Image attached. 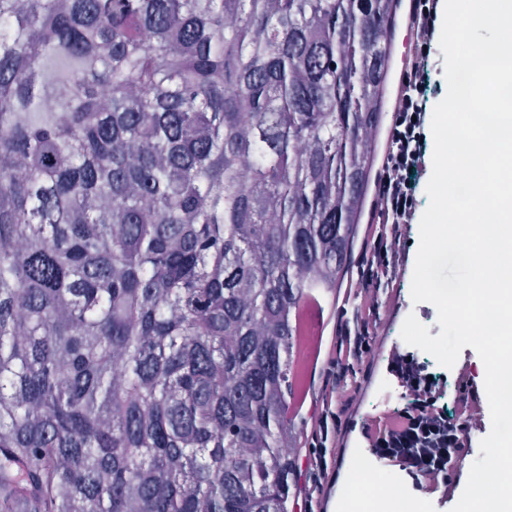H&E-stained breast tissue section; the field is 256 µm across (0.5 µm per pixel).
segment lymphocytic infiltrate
<instances>
[{
	"instance_id": "1",
	"label": "lymphocytic infiltrate",
	"mask_w": 512,
	"mask_h": 512,
	"mask_svg": "<svg viewBox=\"0 0 512 512\" xmlns=\"http://www.w3.org/2000/svg\"><path fill=\"white\" fill-rule=\"evenodd\" d=\"M439 0H410L414 43L402 72L405 96L394 114L389 146L374 181L369 223H413L417 198L415 173L424 162L426 141L424 86L436 32Z\"/></svg>"
}]
</instances>
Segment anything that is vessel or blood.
<instances>
[{
  "instance_id": "obj_1",
  "label": "vessel or blood",
  "mask_w": 512,
  "mask_h": 512,
  "mask_svg": "<svg viewBox=\"0 0 512 512\" xmlns=\"http://www.w3.org/2000/svg\"><path fill=\"white\" fill-rule=\"evenodd\" d=\"M397 19L391 29L392 41L388 59L389 97L400 91L399 74L411 52L414 34L405 23L408 7L405 0H395ZM334 296L305 294L295 311V358L291 370L292 395L290 415H299L307 400L313 371L317 367L326 322L334 306Z\"/></svg>"
}]
</instances>
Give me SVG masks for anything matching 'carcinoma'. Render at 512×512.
I'll return each mask as SVG.
<instances>
[{"label": "carcinoma", "mask_w": 512, "mask_h": 512, "mask_svg": "<svg viewBox=\"0 0 512 512\" xmlns=\"http://www.w3.org/2000/svg\"><path fill=\"white\" fill-rule=\"evenodd\" d=\"M393 11L0 0V512H294Z\"/></svg>", "instance_id": "obj_1"}]
</instances>
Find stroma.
Returning a JSON list of instances; mask_svg holds the SVG:
<instances>
[{"instance_id":"obj_1","label":"stroma","mask_w":512,"mask_h":512,"mask_svg":"<svg viewBox=\"0 0 512 512\" xmlns=\"http://www.w3.org/2000/svg\"><path fill=\"white\" fill-rule=\"evenodd\" d=\"M373 231V226L363 223L355 229L350 259L338 280L336 306L330 314L327 338L330 347H338L339 330L351 321L353 311L357 310L369 327L366 346L360 356L344 353L337 356L335 364H322L317 373L311 408L305 415L307 447L316 445L321 435L318 420L324 416L328 419V438L340 448L341 453L331 461L320 493L312 497L300 494L299 512H343L345 500L351 492L354 453L369 447L365 431L373 427L379 415L406 411L407 401L396 399L385 405L380 402L387 385L396 382L392 374L391 354L397 348H404L406 355L427 375L432 387V408L450 413L458 420L474 411L479 414V427L471 433L472 443L464 469H450L439 476L441 483L449 484L452 496L461 497L467 483L465 469L480 458V442L491 429L487 400H480L472 408L465 405L461 393L463 379H470L479 387L484 384V364L476 351L472 347H464L454 366L446 368L436 359L427 357L421 349L405 345L401 337L404 321L411 314L428 327L430 335H438L441 331L436 307L428 302H413L411 297L420 242L418 225L402 228L396 257V279L391 287L380 290L357 285L358 262L363 252L373 245ZM383 472L420 503L423 512H451V505L442 504L438 494L429 491L428 482L422 474L409 473L390 462L386 463Z\"/></svg>"}]
</instances>
